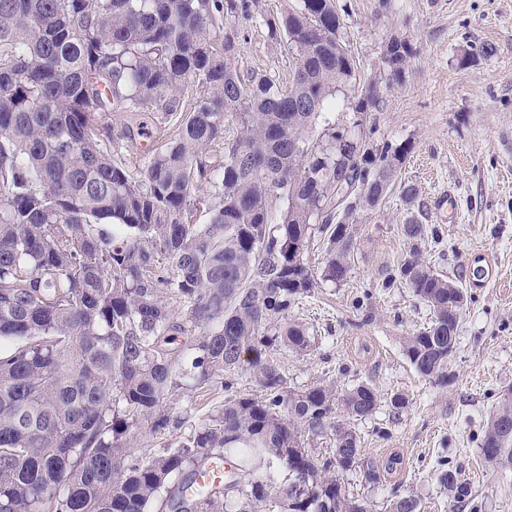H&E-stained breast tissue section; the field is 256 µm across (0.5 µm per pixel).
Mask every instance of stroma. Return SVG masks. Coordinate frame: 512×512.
Masks as SVG:
<instances>
[{"instance_id": "1", "label": "stroma", "mask_w": 512, "mask_h": 512, "mask_svg": "<svg viewBox=\"0 0 512 512\" xmlns=\"http://www.w3.org/2000/svg\"><path fill=\"white\" fill-rule=\"evenodd\" d=\"M344 41L362 77L378 73L390 38L410 42L414 55L403 83L382 88L363 116L373 147L412 143L410 158L382 204L360 214L346 281H318L290 311L315 338L310 352H283L279 361L294 390L336 383H371L380 395L371 417L356 422L365 458L380 468L377 482L347 475L355 497L385 512L396 496L420 497L423 512H512V465L489 467L480 456L481 430L504 390L512 388V0H338ZM299 0H252L250 19L232 18L235 65L241 77L273 76L288 86L296 55L270 39L262 18ZM416 196L405 203L402 188ZM446 205H438L440 196ZM418 213L430 232L424 257L450 279L474 262L488 267L481 287L469 288L456 349L448 362L454 381L441 388L419 377L402 338L430 316L404 287L382 288V273L406 254L401 226ZM410 405L393 413L394 394ZM221 381L175 393L168 406L178 425L153 435L142 428L131 454L148 458L176 446L224 402ZM399 457L392 473L383 468ZM460 470L471 488L451 506L435 481L438 464Z\"/></svg>"}]
</instances>
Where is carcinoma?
Masks as SVG:
<instances>
[{
  "label": "carcinoma",
  "instance_id": "cac0c4a2",
  "mask_svg": "<svg viewBox=\"0 0 512 512\" xmlns=\"http://www.w3.org/2000/svg\"><path fill=\"white\" fill-rule=\"evenodd\" d=\"M250 10L249 0H0V340L12 342L0 348V512H150L163 496L172 512H375L345 476L380 477L350 427L375 413L376 389L290 390L277 352L314 344L288 317L314 286L312 234L329 233L320 277L344 282L354 217L382 203L410 146L375 151L333 125L309 139L329 97L356 87L336 0L263 19L296 51L286 90L269 75L245 81L232 65L220 24ZM412 56L407 40L388 41L386 84L404 80ZM380 86H362L353 112L376 107ZM111 111L173 122L177 137L149 151L136 176L112 152ZM217 141L224 160L214 166ZM204 188L208 222L191 224ZM274 200L285 203L277 217ZM402 232L409 251L381 287L404 286L429 307L403 352L444 388L467 292L421 257L417 215ZM196 329L182 363L177 340ZM244 355L260 399L237 387ZM187 378L198 389L224 380V405L178 446L130 458L143 422L169 429L166 400ZM506 423L512 388L482 429L489 466L512 464ZM306 432L330 435L331 452L311 453ZM218 461L229 465L222 482L200 486ZM437 483L456 504L470 496L445 466ZM421 509L410 493L387 505Z\"/></svg>",
  "mask_w": 512,
  "mask_h": 512
}]
</instances>
